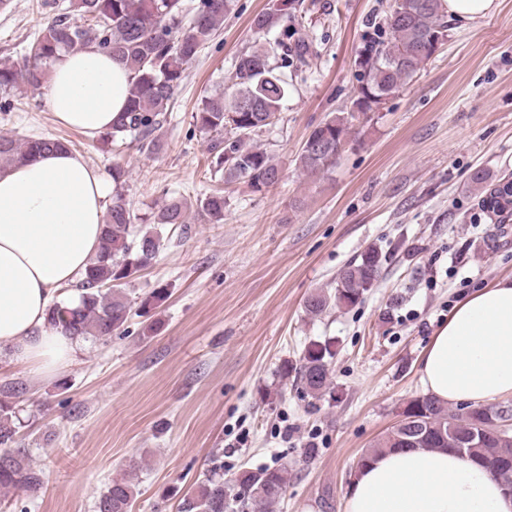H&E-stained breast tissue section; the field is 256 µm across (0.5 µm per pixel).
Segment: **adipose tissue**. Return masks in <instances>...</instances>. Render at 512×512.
Listing matches in <instances>:
<instances>
[{
	"instance_id": "obj_1",
	"label": "adipose tissue",
	"mask_w": 512,
	"mask_h": 512,
	"mask_svg": "<svg viewBox=\"0 0 512 512\" xmlns=\"http://www.w3.org/2000/svg\"><path fill=\"white\" fill-rule=\"evenodd\" d=\"M128 85L112 56L62 51L49 64L47 102L57 123L95 135L123 112ZM111 192L110 175L68 149L0 171V351L31 373L53 375L82 348L47 317L97 251ZM421 373L444 403L488 405L512 394V279L455 305L425 348ZM344 512H512V495L454 450L395 449L357 471Z\"/></svg>"
}]
</instances>
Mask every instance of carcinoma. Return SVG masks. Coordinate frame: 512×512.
I'll return each mask as SVG.
<instances>
[{"mask_svg":"<svg viewBox=\"0 0 512 512\" xmlns=\"http://www.w3.org/2000/svg\"><path fill=\"white\" fill-rule=\"evenodd\" d=\"M233 0H200L194 20L183 24V0H72L70 8L48 21L22 63L0 59V107L11 109L10 97L19 84L37 90L45 82L47 67L61 50L95 46L119 59L130 72L127 108L101 135L106 141L138 143L155 150L153 134L170 109L174 93L185 78L187 66L224 26ZM295 0H279L276 8L256 15L253 29L265 32L282 17L291 18ZM443 0H390L382 25L364 40L355 65L359 83L353 105L367 115L382 98L409 84L431 57L432 40L447 31ZM288 55V42L276 39L238 57L230 77L231 94L206 96L193 113V122L210 136L215 166L224 181L243 179L258 192L276 184L281 170L275 158L252 136L271 125L288 94V81L271 59ZM350 133L349 118L338 115L316 127L298 154L299 168L309 178L322 179L335 167L337 153ZM70 148L56 137L13 139L0 136V169L21 165L34 154ZM112 201L98 251L84 279L75 284L77 302L55 305L47 324L72 336H92L106 341L125 325L131 312L120 286L150 267L161 248L159 232H141L131 224L124 193L125 171L112 167ZM502 179L479 170L472 176L481 206L504 218L512 216V194L500 201L494 187ZM197 208L212 223L224 220V195L211 194ZM187 204L172 198L152 213L154 224L188 223ZM390 253L370 248L345 266L331 291L311 294L305 302L308 316L317 318L333 308L352 307L378 280ZM333 344L310 343L294 367L304 394L319 399L331 389ZM16 385L0 387V493H35L43 485L42 471L22 448L12 398ZM420 422L419 448L441 449L463 445V454L495 476L506 491L512 490V434L500 437L490 426L496 405L452 409L429 395L406 404ZM398 432L388 431L361 454V467L372 454L399 449ZM224 466L211 474L188 496L180 512H273L288 484L285 468L244 469L224 480ZM132 481L114 479L100 494L95 512H129Z\"/></svg>","mask_w":512,"mask_h":512,"instance_id":"1","label":"carcinoma"}]
</instances>
